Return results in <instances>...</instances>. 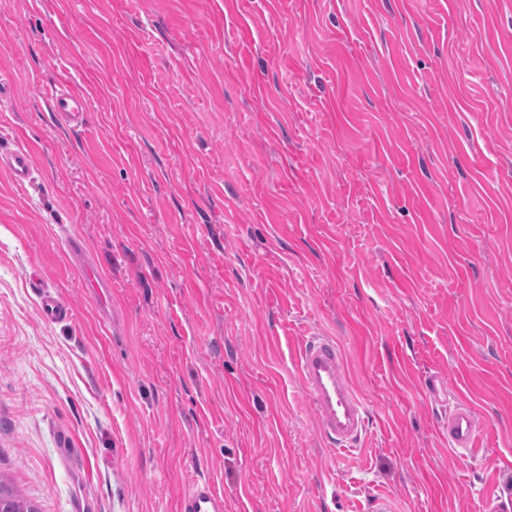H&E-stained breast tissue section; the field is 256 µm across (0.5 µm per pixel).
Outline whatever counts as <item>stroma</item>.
<instances>
[{
    "instance_id": "obj_1",
    "label": "stroma",
    "mask_w": 512,
    "mask_h": 512,
    "mask_svg": "<svg viewBox=\"0 0 512 512\" xmlns=\"http://www.w3.org/2000/svg\"><path fill=\"white\" fill-rule=\"evenodd\" d=\"M0 76L36 168L0 175V475L37 512H179L196 479L224 512L512 499V0H0ZM70 81L76 129L40 94ZM314 334L368 409L346 456L299 380ZM66 252L69 257L71 264L82 274L88 288H93L97 292L100 303L97 306V314L99 323L106 327L108 323V316L106 314V305H111V292L108 290L111 288L109 278L98 270L90 261V251L88 250L83 239L77 235H70L65 242ZM107 292V298L104 293ZM105 296V304L100 294ZM41 313L47 320H60L69 317V308L56 296L42 291ZM445 428L448 447L466 456L472 455L480 443V423L476 412L468 404L458 402L448 410V424Z\"/></svg>"
}]
</instances>
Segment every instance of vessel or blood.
Masks as SVG:
<instances>
[{
	"label": "vessel or blood",
	"instance_id": "vessel-or-blood-1",
	"mask_svg": "<svg viewBox=\"0 0 512 512\" xmlns=\"http://www.w3.org/2000/svg\"><path fill=\"white\" fill-rule=\"evenodd\" d=\"M41 93L51 111L66 122L83 124L88 102L73 87L50 85L42 87ZM34 170L33 151L28 145L0 146V172L9 177L14 187L25 188ZM65 245L71 264L88 287L100 294L107 291L110 281L91 263L83 239L72 235ZM297 369L322 437L332 450L352 451L366 431L368 411L350 382L340 345L328 336L307 337L299 351ZM445 432L449 448L459 454H473L479 447L480 423L468 404L459 402L449 410ZM179 512H224V497L210 481L198 480L182 496Z\"/></svg>",
	"mask_w": 512,
	"mask_h": 512
}]
</instances>
